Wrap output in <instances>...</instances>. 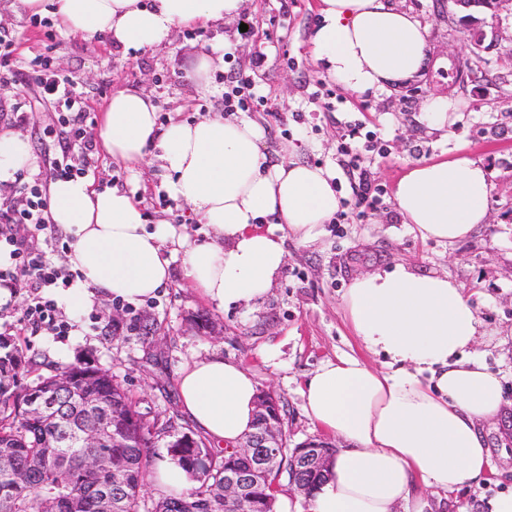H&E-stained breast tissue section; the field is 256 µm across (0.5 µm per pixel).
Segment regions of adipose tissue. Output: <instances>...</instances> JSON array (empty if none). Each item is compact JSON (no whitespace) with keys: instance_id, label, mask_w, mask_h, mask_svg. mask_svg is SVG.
I'll return each mask as SVG.
<instances>
[{"instance_id":"1","label":"adipose tissue","mask_w":512,"mask_h":512,"mask_svg":"<svg viewBox=\"0 0 512 512\" xmlns=\"http://www.w3.org/2000/svg\"><path fill=\"white\" fill-rule=\"evenodd\" d=\"M51 2L69 34L104 35L136 51L160 44L174 27L233 18L245 0ZM319 12L314 61L347 90L383 91L425 69L428 27L391 0H321ZM99 137L112 159L129 166L157 146L169 194L212 235L188 242L170 225L147 227L128 192L98 190L87 177L56 180L51 218L74 229L71 261L83 275L67 298L74 309L92 306L102 294L130 303L153 296L169 279L161 255L169 242L182 249L187 277L211 302L225 308L257 300L285 265L286 238L317 242L340 205L330 169L292 160L270 164L250 120L174 119L161 130L150 99L121 89L104 110ZM32 161L21 134H0V183ZM489 191L486 169L461 143L449 157L409 168L394 199L421 239L452 244L486 223ZM343 307L364 348L385 354L396 368L380 371L345 355L323 362L306 381L309 416L349 447L333 458L308 506L283 497L280 512H428L416 484L452 493L483 480L490 450L479 427L502 412L503 377L470 353L482 323L462 286L399 264L353 278ZM178 392L215 447L237 445L250 430L257 388L239 363L194 360L182 370Z\"/></svg>"}]
</instances>
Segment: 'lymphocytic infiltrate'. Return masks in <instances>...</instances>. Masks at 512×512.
<instances>
[{
    "label": "lymphocytic infiltrate",
    "instance_id": "f902f5d3",
    "mask_svg": "<svg viewBox=\"0 0 512 512\" xmlns=\"http://www.w3.org/2000/svg\"><path fill=\"white\" fill-rule=\"evenodd\" d=\"M28 80L35 86L34 100H21L13 106L10 118L21 124L27 120L30 104L50 106L54 119L43 134L52 142L38 164V171L13 188L12 197L0 204V245L5 246L9 259L0 263V291L16 293L29 288L33 297L27 304L22 321L31 329H47L55 335H68L70 326L58 320L55 287H69L78 271L56 267L49 252L70 251L69 237L54 233L50 217V185L59 179L87 175L95 162L97 143L88 134L92 120L78 92L75 77L62 75L51 58L40 54L30 62ZM46 232L44 246L31 241L33 232Z\"/></svg>",
    "mask_w": 512,
    "mask_h": 512
}]
</instances>
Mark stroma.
<instances>
[{"label": "stroma", "mask_w": 512, "mask_h": 512, "mask_svg": "<svg viewBox=\"0 0 512 512\" xmlns=\"http://www.w3.org/2000/svg\"><path fill=\"white\" fill-rule=\"evenodd\" d=\"M15 2L0 0V28L18 41L19 67L51 52L60 73L77 76L85 103L97 115L113 92L137 89L151 96L161 127L173 118L220 116L225 83L249 76L268 98L266 108L249 118L260 126L269 153L285 146L296 161L333 169L344 213L326 224L317 242L287 239L286 263L274 287L248 304L217 307L186 278L182 253L171 251L166 254L170 279L156 296L134 304L103 297L80 311L62 309L71 325L65 336L27 331L21 317L29 291L18 289L0 307V340L34 363L29 381L81 358L112 372L141 412L170 415L187 427L191 420L178 396L180 373L193 360L221 356L242 364L258 388L279 398L289 445L319 439L323 432L309 418L302 390L322 362L351 355L376 369L389 367L388 357L359 343L343 310V294L360 273L404 264L448 275L463 287L485 330L475 352L500 372L512 402V0H504L477 50L455 24L457 9L448 0H396L429 25L427 68L420 79L393 92L357 95L314 63L319 0H248L238 18L201 26L199 36L189 37L187 27L178 26L161 45L128 53L60 26L55 40L47 41L41 27L30 23V11ZM203 52L214 58L204 94L194 73ZM436 96L457 102L445 134L422 119L423 102ZM352 128L357 135L350 146L383 190L380 202L358 220L350 217L357 184L337 152ZM459 142L489 172L488 221L452 245L421 240L395 209L396 182L412 164L449 156ZM97 157L98 189L133 194L147 224L174 223L180 214L183 222L174 224L178 234L191 242L206 237L207 225L186 204L171 198L159 205L167 174L154 157L132 168L102 150ZM199 315L214 322L218 335L197 333L193 321ZM148 324L153 332H145ZM270 347L279 351L274 365L262 358ZM481 432L491 450L486 480L449 500L429 495L433 512H450L454 500L469 512H488L489 499L512 490V415L483 423Z\"/></svg>", "instance_id": "1"}]
</instances>
